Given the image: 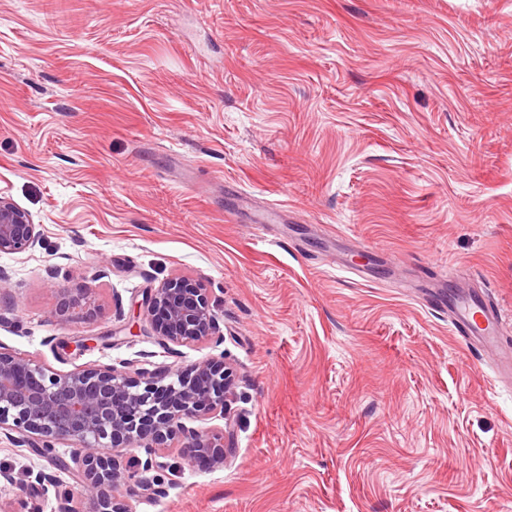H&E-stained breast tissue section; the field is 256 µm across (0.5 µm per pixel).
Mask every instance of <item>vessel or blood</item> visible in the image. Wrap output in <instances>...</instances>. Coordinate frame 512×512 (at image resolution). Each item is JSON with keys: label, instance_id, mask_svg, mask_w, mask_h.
<instances>
[{"label": "vessel or blood", "instance_id": "1", "mask_svg": "<svg viewBox=\"0 0 512 512\" xmlns=\"http://www.w3.org/2000/svg\"><path fill=\"white\" fill-rule=\"evenodd\" d=\"M429 305L451 312L456 333L467 343L497 350L500 375H512V348L501 345L503 336L511 334L512 328L504 324L497 307L484 294L471 292L450 300L437 295L430 298Z\"/></svg>", "mask_w": 512, "mask_h": 512}]
</instances>
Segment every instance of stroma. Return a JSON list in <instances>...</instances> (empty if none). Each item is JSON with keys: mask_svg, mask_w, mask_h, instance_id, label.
<instances>
[{"mask_svg": "<svg viewBox=\"0 0 512 512\" xmlns=\"http://www.w3.org/2000/svg\"><path fill=\"white\" fill-rule=\"evenodd\" d=\"M0 195L1 346L236 371L231 462L124 452L127 512H512V386L417 290L512 321V0H0ZM172 276L221 341L163 349ZM76 480L0 434V512ZM39 224L10 198L0 196V254H17L33 249L40 240Z\"/></svg>", "mask_w": 512, "mask_h": 512, "instance_id": "obj_1", "label": "stroma"}]
</instances>
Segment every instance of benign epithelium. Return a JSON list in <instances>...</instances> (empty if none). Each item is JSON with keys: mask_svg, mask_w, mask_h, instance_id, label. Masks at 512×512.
Listing matches in <instances>:
<instances>
[{"mask_svg": "<svg viewBox=\"0 0 512 512\" xmlns=\"http://www.w3.org/2000/svg\"><path fill=\"white\" fill-rule=\"evenodd\" d=\"M39 240L32 215L1 195L0 254L23 253ZM141 307L168 350L218 332L205 289L184 277L146 291ZM233 387L232 368L217 361L164 374L112 365L57 373L0 345V432L47 455L71 442L81 499L93 512H127L114 492L132 489L136 474L116 456L142 449L144 470L162 468L168 442L179 439L188 462L224 465L234 451ZM215 418L224 420L221 431L202 426Z\"/></svg>", "mask_w": 512, "mask_h": 512, "instance_id": "benign-epithelium-1", "label": "benign epithelium"}]
</instances>
